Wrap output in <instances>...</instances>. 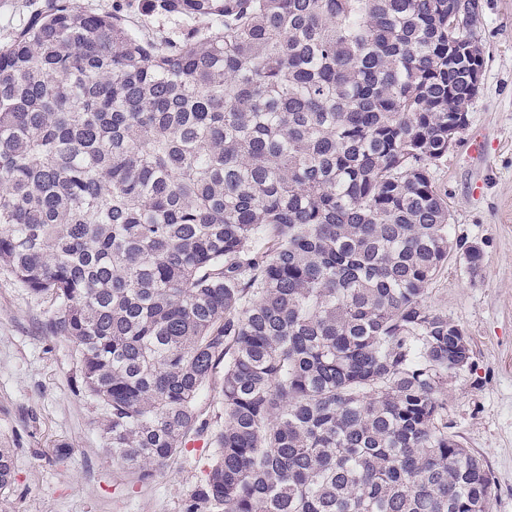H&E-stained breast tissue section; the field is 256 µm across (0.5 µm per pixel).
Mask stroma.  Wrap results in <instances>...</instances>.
<instances>
[{"instance_id": "obj_1", "label": "stroma", "mask_w": 512, "mask_h": 512, "mask_svg": "<svg viewBox=\"0 0 512 512\" xmlns=\"http://www.w3.org/2000/svg\"><path fill=\"white\" fill-rule=\"evenodd\" d=\"M47 0H0V46ZM118 12L149 37L179 38L193 22L147 14L142 0H79ZM483 75L456 146L435 171L456 238L477 244V274L449 256L428 303L462 328L470 364L448 379V422L494 478L491 512H512V0H481ZM482 150H474L475 141ZM51 304L0 268V448L14 451L11 512H180L209 455L140 481L113 464L100 416L75 385L71 346L45 329Z\"/></svg>"}]
</instances>
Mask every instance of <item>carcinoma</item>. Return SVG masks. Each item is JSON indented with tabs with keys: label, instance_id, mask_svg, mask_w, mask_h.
<instances>
[{
	"label": "carcinoma",
	"instance_id": "obj_1",
	"mask_svg": "<svg viewBox=\"0 0 512 512\" xmlns=\"http://www.w3.org/2000/svg\"><path fill=\"white\" fill-rule=\"evenodd\" d=\"M458 3L146 0L206 21L155 40L49 0L0 48V267L113 462L207 436L181 512H490L448 432L469 343L426 301L481 260L434 180L473 101ZM14 483L0 448V512Z\"/></svg>",
	"mask_w": 512,
	"mask_h": 512
}]
</instances>
